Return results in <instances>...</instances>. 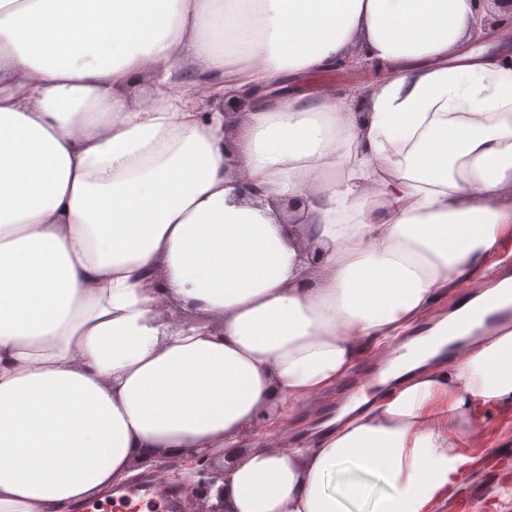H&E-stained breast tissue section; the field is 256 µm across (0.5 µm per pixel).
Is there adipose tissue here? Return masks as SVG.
<instances>
[{
	"label": "adipose tissue",
	"instance_id": "ef3b65f1",
	"mask_svg": "<svg viewBox=\"0 0 512 512\" xmlns=\"http://www.w3.org/2000/svg\"><path fill=\"white\" fill-rule=\"evenodd\" d=\"M475 35L473 0H0V512L194 449L226 512L447 494L512 408V330L309 410L512 240V50ZM345 69L353 70L333 73V71H341ZM361 69L368 70L377 76V78L384 77L386 74L383 67H380L378 64L373 62H362L359 65H336L335 68L328 70V72H316L305 75L301 82V89L305 91H316L328 88L335 89L336 93L339 94L343 89L348 87L354 86L355 88H363L370 86L377 81V79L372 78L370 73ZM330 77L332 80L327 81L326 79ZM353 375L350 377L349 381L340 389V391H345L344 393H340L339 391L336 392L335 390L326 396L317 398L313 402L311 412L316 418L318 415H320V417L331 416L336 412V408L345 400L347 390L351 386L353 380Z\"/></svg>",
	"mask_w": 512,
	"mask_h": 512
}]
</instances>
